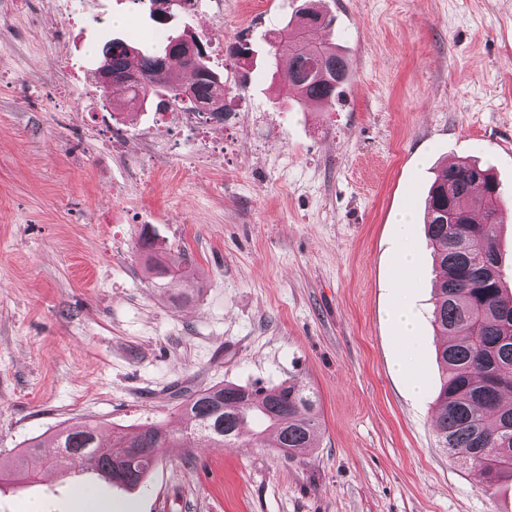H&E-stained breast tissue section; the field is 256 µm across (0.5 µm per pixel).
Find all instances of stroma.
Listing matches in <instances>:
<instances>
[{"label": "stroma", "instance_id": "1", "mask_svg": "<svg viewBox=\"0 0 512 512\" xmlns=\"http://www.w3.org/2000/svg\"><path fill=\"white\" fill-rule=\"evenodd\" d=\"M52 2L0 0V457L46 443L34 480L0 477V512H74L84 491L126 512H512V483L436 445L421 222L448 162L491 166L512 282V0H315L334 17L320 40L352 62L330 110L297 104L270 53L304 0L162 19L139 0H71L73 30ZM170 34L251 47L211 57L229 112L205 157L196 130L157 134L155 110L101 93L104 43L158 48ZM406 209L407 244L394 227ZM180 253L196 293L177 304L147 264ZM401 300L409 340L390 321ZM294 376L320 402L303 456L196 439L160 449L133 490L47 463L71 421L94 420L105 441L176 429L184 391Z\"/></svg>", "mask_w": 512, "mask_h": 512}]
</instances>
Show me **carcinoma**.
Masks as SVG:
<instances>
[{
    "label": "carcinoma",
    "mask_w": 512,
    "mask_h": 512,
    "mask_svg": "<svg viewBox=\"0 0 512 512\" xmlns=\"http://www.w3.org/2000/svg\"><path fill=\"white\" fill-rule=\"evenodd\" d=\"M334 18L303 6L296 19L282 27L272 43L273 58L287 57L293 68L289 88L303 102L333 108L341 100L351 71L350 60L328 42H314L310 33L327 28ZM182 37L146 52L127 39L114 38L102 49L99 69L123 85L126 105L151 104L155 111L196 110L224 102V76L216 72L205 49L193 44L198 61L180 62ZM190 94L182 96V91ZM501 190L492 169L477 161L446 168L424 201V224L438 268L432 312L437 335L446 337L437 352L442 381L438 394L435 434L449 456L480 469L490 479L512 481V293L502 274L498 243ZM162 274L187 281L185 262L172 257ZM182 440L203 436L227 448L248 444L252 423L274 436L273 447L285 456L304 454L313 447L319 426L315 392L299 378L277 386H241L226 382L184 394L179 406ZM174 434L153 425L113 434L103 450L97 427L76 422L54 440L58 448L49 465L66 470L98 460L104 480L135 487L152 470L156 452L167 447ZM42 440L12 458L0 460V470L26 474L27 457L40 452Z\"/></svg>",
    "instance_id": "cac0c4a2"
}]
</instances>
